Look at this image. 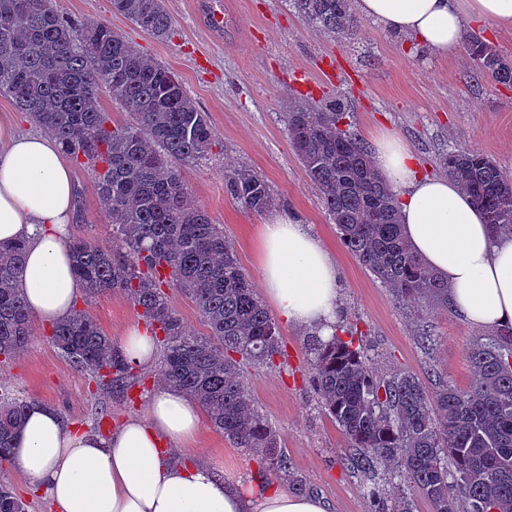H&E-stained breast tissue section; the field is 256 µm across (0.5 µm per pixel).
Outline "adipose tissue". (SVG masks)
<instances>
[{
	"instance_id": "adipose-tissue-1",
	"label": "adipose tissue",
	"mask_w": 512,
	"mask_h": 512,
	"mask_svg": "<svg viewBox=\"0 0 512 512\" xmlns=\"http://www.w3.org/2000/svg\"><path fill=\"white\" fill-rule=\"evenodd\" d=\"M355 8L438 58L458 52L467 20L512 30V0H356ZM372 157L396 194L410 248L447 280L449 307L475 328L512 327V236H493L451 179L422 174L398 135L379 134ZM75 217L73 174L54 139L0 124V243L26 241L19 287L32 317L47 326L68 317L82 293L66 242ZM256 275L284 322L330 339L342 320L337 266L300 218L279 213L262 224ZM120 348L137 368L158 357L140 323L126 330ZM202 424L199 404L167 388L151 394L144 416L106 435L33 402L9 465L45 489L58 512H329L324 498L282 483L233 481L198 462L175 463L174 445L193 442Z\"/></svg>"
}]
</instances>
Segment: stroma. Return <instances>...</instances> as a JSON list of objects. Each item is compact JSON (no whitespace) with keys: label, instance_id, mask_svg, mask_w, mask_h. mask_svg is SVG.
<instances>
[{"label":"stroma","instance_id":"stroma-1","mask_svg":"<svg viewBox=\"0 0 512 512\" xmlns=\"http://www.w3.org/2000/svg\"><path fill=\"white\" fill-rule=\"evenodd\" d=\"M53 6L64 17L106 24L175 73L207 112L211 151L182 166L181 176L196 203L223 226L247 274L255 272L257 238L267 216L241 208L225 193L229 164L260 174L279 199L278 211L298 215L334 256L344 314L366 336L373 363L414 373L425 383L433 371L456 385L469 383L467 345L477 329L442 304L420 310L396 303L359 264L290 144L286 117L289 106L301 99L322 109L339 100L346 110L344 129L367 142L381 131L395 132L413 148L424 174H441L439 151L459 144L489 156L512 176V85L476 77L466 52L448 59L426 57L421 48L366 18L354 39L324 37L290 11L286 0H167L172 26L164 40L113 12L111 0H53ZM215 10L223 14L222 25L211 19ZM73 172L78 216L71 236L111 240L94 170L77 165ZM90 311L116 342L137 320L118 290L97 296ZM421 327L436 338L427 352L415 340ZM33 330L27 350L0 364L1 386L53 406L67 423L83 429L97 425L107 433L124 418L143 415L141 392L154 390L155 368L141 370L145 386L133 388L130 400L103 396L109 415L98 425L87 375L48 342V327L37 324ZM280 333L287 369L251 371L250 392L312 492L330 501L332 512H368L360 475L342 464L346 440L319 408L309 381L306 337L285 324ZM195 453L232 479L257 469L248 449L208 426L195 442Z\"/></svg>","mask_w":512,"mask_h":512}]
</instances>
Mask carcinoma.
I'll return each mask as SVG.
<instances>
[{"instance_id":"obj_1","label":"carcinoma","mask_w":512,"mask_h":512,"mask_svg":"<svg viewBox=\"0 0 512 512\" xmlns=\"http://www.w3.org/2000/svg\"><path fill=\"white\" fill-rule=\"evenodd\" d=\"M52 2L0 0V95L12 98L75 164L96 173L112 240L69 241L83 303L122 291L162 347L160 382L195 399L214 430L251 450L260 477L309 491L248 386V369L287 366L278 324L224 228L193 203L180 175L181 165L211 150L207 114L168 68L100 22L64 19ZM288 7L334 39L360 29L352 0H288ZM112 10L156 38L170 34L165 0H112ZM464 45L476 71L512 83V62L481 36L465 35ZM103 92L126 109L127 122L112 123L100 105ZM343 118L338 103L323 111L298 101L287 113L290 143L342 242L394 301L448 303V282L408 248L395 195L362 140L339 128ZM439 162L482 209L492 235L512 234V177L465 146L442 150ZM224 191L255 213L278 202L264 178L245 166L224 168ZM24 252L21 242L0 245L5 362L34 338L17 288ZM169 288L196 304L208 334L180 318ZM355 334L340 325L327 342L310 344L311 381L321 409L346 439L347 465L370 478L380 464L389 473L390 489L366 485L370 512H417L419 498L431 512H512V327L469 343V384L440 376L430 389L412 373L378 370L355 345ZM47 339L96 390L123 397L135 385L133 368L86 309L52 326ZM26 407V400L0 394V464ZM0 512H26V504L0 486Z\"/></svg>"}]
</instances>
